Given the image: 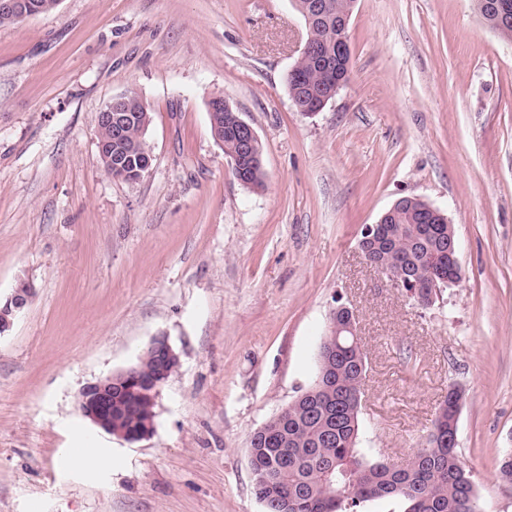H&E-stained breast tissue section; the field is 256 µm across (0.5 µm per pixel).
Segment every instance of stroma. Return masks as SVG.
Returning <instances> with one entry per match:
<instances>
[{
	"instance_id": "stroma-1",
	"label": "stroma",
	"mask_w": 512,
	"mask_h": 512,
	"mask_svg": "<svg viewBox=\"0 0 512 512\" xmlns=\"http://www.w3.org/2000/svg\"><path fill=\"white\" fill-rule=\"evenodd\" d=\"M350 81L315 115L286 77L293 0H59L0 26V512H265L253 434L312 383L332 311L367 357L362 447H421L450 386L485 512H512V43L473 0H357ZM136 92L153 160L112 178L97 116ZM222 94L257 132L265 185L211 135ZM414 197L447 215L462 277L421 307L368 265L364 225ZM165 335L180 366L153 433L108 435L77 405ZM90 448L106 464L72 470ZM32 296L33 288L30 285L23 284L15 288L11 297L0 308V337L11 328L17 314L27 306Z\"/></svg>"
}]
</instances>
